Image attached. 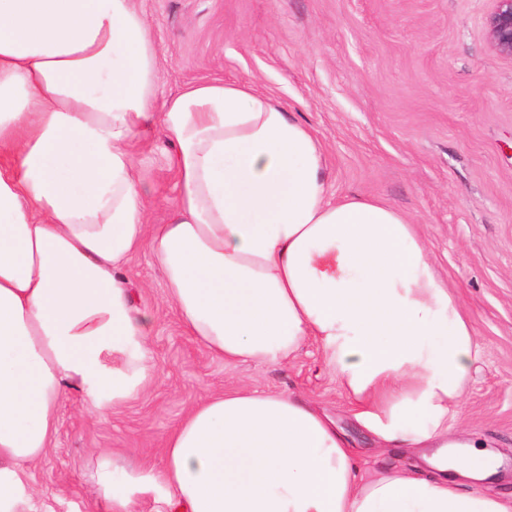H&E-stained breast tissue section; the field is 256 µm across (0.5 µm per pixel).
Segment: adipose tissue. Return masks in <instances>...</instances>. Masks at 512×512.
<instances>
[{
    "instance_id": "adipose-tissue-1",
    "label": "adipose tissue",
    "mask_w": 512,
    "mask_h": 512,
    "mask_svg": "<svg viewBox=\"0 0 512 512\" xmlns=\"http://www.w3.org/2000/svg\"><path fill=\"white\" fill-rule=\"evenodd\" d=\"M159 83L133 0H0V512H32L67 390L103 411L150 377L124 275L145 245L211 354L276 363L315 340L383 447L436 451L368 478L309 402L239 389L192 406L139 491L172 512H512L485 485L500 458L447 441L479 348L416 225L330 202L319 140L249 84L161 102ZM156 129L177 147L162 224L135 159Z\"/></svg>"
}]
</instances>
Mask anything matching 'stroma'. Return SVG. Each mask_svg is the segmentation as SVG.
I'll list each match as a JSON object with an SVG mask.
<instances>
[{
    "label": "stroma",
    "instance_id": "35a3bbf8",
    "mask_svg": "<svg viewBox=\"0 0 512 512\" xmlns=\"http://www.w3.org/2000/svg\"><path fill=\"white\" fill-rule=\"evenodd\" d=\"M158 48L159 100L187 86L243 81L309 125L324 151L331 200L386 203L417 224L480 347L452 439L508 457L490 489L512 496V62L492 51L494 0H135ZM174 145L140 146L149 220L176 197ZM153 316L144 388L106 412L68 391L48 453L30 470L36 512H93L97 462L115 484L160 470L169 433L201 397L241 387L294 392L335 422L370 474L417 463V448H382L308 341L290 360L227 362L188 336L149 249L124 268Z\"/></svg>",
    "mask_w": 512,
    "mask_h": 512
}]
</instances>
